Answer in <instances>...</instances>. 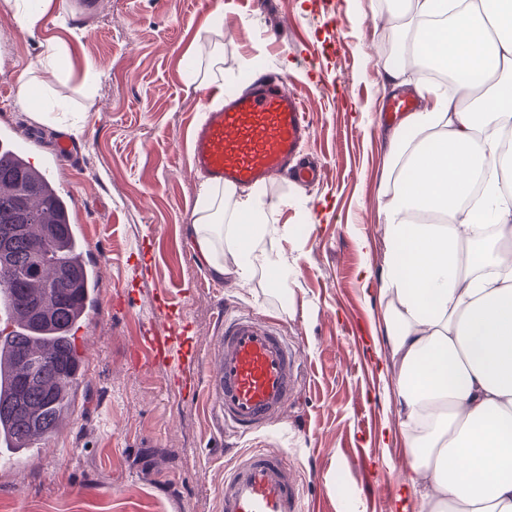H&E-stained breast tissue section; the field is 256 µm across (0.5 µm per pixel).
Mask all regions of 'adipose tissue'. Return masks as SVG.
Wrapping results in <instances>:
<instances>
[{
  "instance_id": "obj_1",
  "label": "adipose tissue",
  "mask_w": 512,
  "mask_h": 512,
  "mask_svg": "<svg viewBox=\"0 0 512 512\" xmlns=\"http://www.w3.org/2000/svg\"><path fill=\"white\" fill-rule=\"evenodd\" d=\"M401 58H430L453 77L415 80L423 100L381 145L383 218L375 333L394 376L387 400L415 512H512V0H401ZM18 103L41 123H68L49 88L19 78ZM481 183L474 192L473 183ZM278 203L204 183L185 235L196 261L247 287L288 285Z\"/></svg>"
}]
</instances>
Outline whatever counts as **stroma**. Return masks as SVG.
<instances>
[{
    "instance_id": "stroma-1",
    "label": "stroma",
    "mask_w": 512,
    "mask_h": 512,
    "mask_svg": "<svg viewBox=\"0 0 512 512\" xmlns=\"http://www.w3.org/2000/svg\"><path fill=\"white\" fill-rule=\"evenodd\" d=\"M403 23L381 0H263L255 11L247 0H90L83 17L56 0L33 37L0 5V131L37 161L58 132L20 111L19 77L46 40L68 45V77L36 76L80 114L78 158L52 181L98 276L75 333L74 408L57 435L0 466V512H220L225 466L253 448L286 460L302 512H399L402 450L379 440L395 423L393 375L379 368V302L359 271L382 263L377 117L396 59L384 39ZM215 45L221 61L196 87ZM266 72L310 109L304 152L322 170L313 184L282 176L257 189L289 228L281 247L294 268L279 290L210 278L183 233L195 124L220 92ZM224 312L272 324L298 353L287 413L248 436L225 431L207 395ZM150 330L181 346V375L151 356Z\"/></svg>"
}]
</instances>
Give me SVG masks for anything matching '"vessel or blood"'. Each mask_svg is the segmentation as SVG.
I'll use <instances>...</instances> for the list:
<instances>
[{"instance_id":"vessel-or-blood-1","label":"vessel or blood","mask_w":512,"mask_h":512,"mask_svg":"<svg viewBox=\"0 0 512 512\" xmlns=\"http://www.w3.org/2000/svg\"><path fill=\"white\" fill-rule=\"evenodd\" d=\"M193 130V166L212 182L250 188L287 171L307 137L310 115L286 84L256 77L222 95ZM63 138L40 168L50 176L75 160ZM297 356L267 323L249 315L224 321L208 369L214 405L226 425L247 434L282 416L294 392ZM223 512H300L287 463L264 448L235 460L224 478Z\"/></svg>"}]
</instances>
